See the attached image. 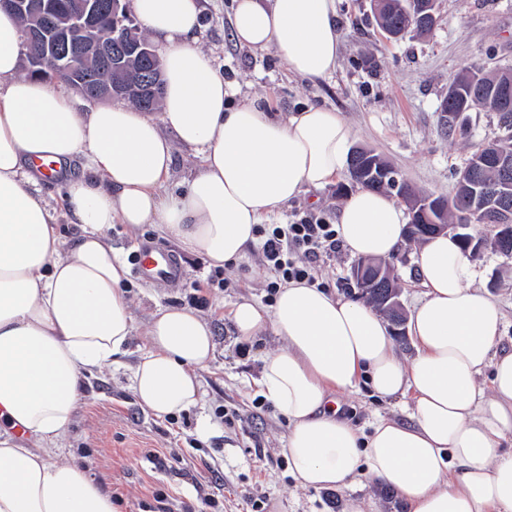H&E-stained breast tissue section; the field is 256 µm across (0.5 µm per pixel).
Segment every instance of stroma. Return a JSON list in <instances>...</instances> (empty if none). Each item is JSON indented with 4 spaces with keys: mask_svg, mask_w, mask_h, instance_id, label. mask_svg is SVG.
<instances>
[{
    "mask_svg": "<svg viewBox=\"0 0 512 512\" xmlns=\"http://www.w3.org/2000/svg\"><path fill=\"white\" fill-rule=\"evenodd\" d=\"M201 47L209 53L230 89L231 103L251 100L268 111L288 115L306 105L340 112L352 126L353 147L384 157L406 182L433 195H452L458 173L476 146L499 131L496 113H463L467 136L440 131V104L450 79L473 64L512 68V0H435L437 23L427 34L396 40L380 31L372 0H336L341 21L338 66L328 77L309 80L288 72L273 51L239 44L232 31V0H207ZM342 194L335 186L310 188L272 216L290 224L311 213L335 221ZM113 248L131 260L138 242L149 239L175 252L185 272L175 285L147 284L128 277L135 319L130 353L121 364L89 376L68 431L62 461L81 464L111 490L121 512H347L351 500L365 512H403L387 488L365 481L348 489L315 490L290 475L284 441L288 423L261 394L263 356L278 348L272 334L237 340L231 310L242 297L266 299L273 275L249 249L225 269L227 288H212L200 314L216 343L215 358L201 370V405L159 418L142 409L129 388L130 369L146 347L151 317L160 306L186 307L194 282L213 278L203 256L186 253L145 224L137 229L113 225ZM419 246L409 242L392 264L404 309L421 288L416 272ZM354 263L346 251L321 261L316 277L325 287L350 297L358 290L350 278ZM475 264L481 283L504 314V343H512V257L486 246ZM339 403L357 426L377 416L402 418L401 400L379 401L366 389L342 394ZM238 412L224 423L221 409ZM260 499L252 508V499Z\"/></svg>",
    "mask_w": 512,
    "mask_h": 512,
    "instance_id": "1",
    "label": "stroma"
}]
</instances>
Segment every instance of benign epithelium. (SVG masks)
I'll use <instances>...</instances> for the list:
<instances>
[{
	"instance_id": "obj_1",
	"label": "benign epithelium",
	"mask_w": 512,
	"mask_h": 512,
	"mask_svg": "<svg viewBox=\"0 0 512 512\" xmlns=\"http://www.w3.org/2000/svg\"><path fill=\"white\" fill-rule=\"evenodd\" d=\"M120 0H75L62 5L57 0H0V7L31 20L27 42L36 46V51L28 54L27 66L37 75L44 72L46 62L51 61L56 68L65 72L68 83L78 94L90 101L105 102L120 98L129 89V80L123 68V60L135 55L149 65V77L137 81L139 94L144 99H154L159 92L161 62L149 42L141 41L128 31L119 38L101 43L95 40L83 44L75 43L77 31L95 28L103 17L112 15ZM413 12L422 26L435 22L432 11L433 0H411ZM489 165L503 174L512 172V153L496 150L486 158ZM350 169L355 179L370 175L375 182H384L387 172H374L373 167L364 161V156L354 152L350 157ZM478 195L486 202L479 215L484 222L497 228L496 245L500 253L512 257V196L502 192L497 182L484 183ZM470 224H439L430 213L423 209L417 218L408 224V229L416 236L427 237L440 231L451 230L465 242L472 259L480 257L484 241L470 233ZM353 278L359 281L362 289L377 292L394 319V334L405 335L403 308L399 293L387 287L383 269L367 273L364 267L353 269Z\"/></svg>"
}]
</instances>
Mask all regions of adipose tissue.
I'll list each match as a JSON object with an SVG mask.
<instances>
[{
    "instance_id": "1",
    "label": "adipose tissue",
    "mask_w": 512,
    "mask_h": 512,
    "mask_svg": "<svg viewBox=\"0 0 512 512\" xmlns=\"http://www.w3.org/2000/svg\"><path fill=\"white\" fill-rule=\"evenodd\" d=\"M132 6L162 50L157 113L124 103L79 112L60 85L20 75L21 24L0 9V512H120L86 469L58 460L88 375L116 364L134 331L112 225H158L222 268L256 243L263 218L347 165L354 131L336 110L311 105L283 117L251 101L228 106L224 78L199 45L202 0ZM233 34L302 77L338 65L336 0H234ZM177 142L199 151L202 165L183 192L165 194ZM42 160L81 163L64 182L65 208L82 228L74 243L41 194ZM405 228L403 208L367 188L338 210L339 238L355 258L398 256ZM416 265L423 296L409 313L416 353L406 360L371 304L304 282L280 288L268 308L234 305L239 338L269 330L283 342L264 357L259 385L288 420L290 473L318 490L363 476L407 512H512L503 312L452 234L427 240ZM147 336L131 374L138 404L159 417L196 406V372L215 353L208 325L195 310L167 306ZM362 384L380 399L410 396L406 419H378L368 433L351 423L332 396ZM19 426L27 444L14 440Z\"/></svg>"
}]
</instances>
